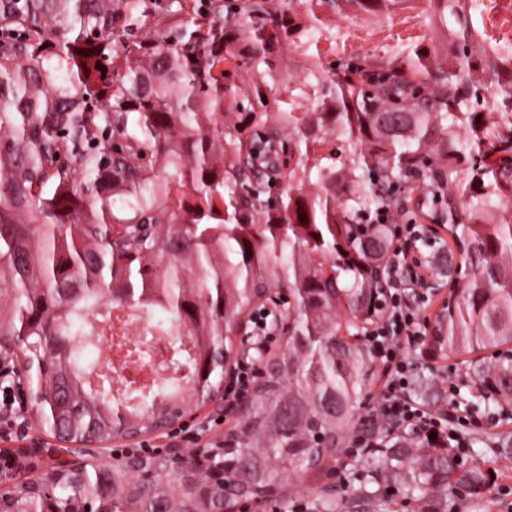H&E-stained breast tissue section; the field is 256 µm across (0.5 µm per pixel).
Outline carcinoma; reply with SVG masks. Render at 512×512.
Here are the masks:
<instances>
[{
  "label": "carcinoma",
  "mask_w": 512,
  "mask_h": 512,
  "mask_svg": "<svg viewBox=\"0 0 512 512\" xmlns=\"http://www.w3.org/2000/svg\"><path fill=\"white\" fill-rule=\"evenodd\" d=\"M408 2L243 0L226 15L221 0H0V342L15 343L41 421L70 443L173 425L177 407L219 393L232 337L269 289L295 303L260 407L227 447L177 468L159 456L64 468L50 501L45 478L14 482L0 512H216L227 492L329 473L387 305L394 235L363 217L402 208L395 184H424L417 206L468 245L472 272L434 317L432 354H478L471 382L512 405V26L492 16L512 0H427L426 30L404 26L393 55L320 48L324 18ZM284 47L304 56L302 80ZM250 69L259 78L240 79ZM331 137L347 160L326 151ZM105 295L186 328L185 386L131 403L90 380L78 321ZM375 452L377 477L359 488L371 502L394 485L478 504L498 479L425 439Z\"/></svg>",
  "instance_id": "carcinoma-1"
}]
</instances>
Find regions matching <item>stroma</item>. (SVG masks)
<instances>
[{
  "label": "stroma",
  "mask_w": 512,
  "mask_h": 512,
  "mask_svg": "<svg viewBox=\"0 0 512 512\" xmlns=\"http://www.w3.org/2000/svg\"><path fill=\"white\" fill-rule=\"evenodd\" d=\"M432 221L420 212H413L410 220L401 221L402 236L398 242L400 249L426 255L430 269L439 279H446L450 259L438 258L437 253L452 238L447 233H431ZM107 302L98 306L87 316L82 338L81 361L92 374L104 375L108 372L105 354L96 342V333L107 320ZM406 352L413 364L412 384L429 382L437 385L441 392L432 414L446 419L466 416L471 420L467 426V446L460 449L463 461H470L475 450H484L485 461L489 466L499 467L500 460L495 452L503 438H512V406L505 414H498L495 405L480 397L477 390L467 387L464 371L459 359L441 362L434 361L428 350L427 339H420L408 346ZM21 414L24 418L22 439L0 441V456L11 459V474L16 479L34 478L42 473V460L64 455L65 443L54 437L37 418L28 400H21ZM238 403L217 396L212 403L200 405L194 416L188 417V424L194 425L198 437L193 443L178 438L177 427H170L163 435L149 433L133 440H117L107 444L105 449L91 448V457L100 463L122 461L124 455H138L140 446L157 448L159 456L170 457L171 453L187 454L189 448H203L222 445L226 433L239 419ZM373 465L370 452L355 453L344 449L334 463L330 475L319 479L300 478L289 475L286 486L277 495L252 503L250 512H269L271 506H280L282 512H292L296 503L308 505L310 512H319L322 501L339 502L341 512H379L372 503L360 499L358 488L369 478ZM447 512H512V467L504 470L496 486L488 494L480 510H473L462 496L449 495Z\"/></svg>",
  "instance_id": "stroma-1"
}]
</instances>
